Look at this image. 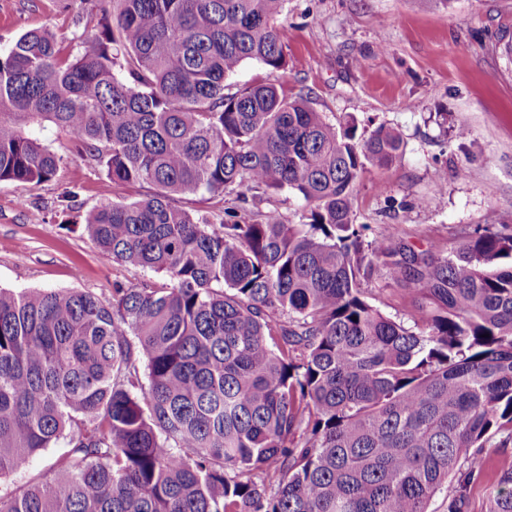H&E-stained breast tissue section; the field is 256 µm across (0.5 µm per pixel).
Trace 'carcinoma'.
Returning <instances> with one entry per match:
<instances>
[{
	"label": "carcinoma",
	"instance_id": "carcinoma-1",
	"mask_svg": "<svg viewBox=\"0 0 512 512\" xmlns=\"http://www.w3.org/2000/svg\"><path fill=\"white\" fill-rule=\"evenodd\" d=\"M72 58L48 29L0 57V182L55 177L31 128L68 132L114 183L154 192L87 210L112 261L160 274L108 296L0 289V479L63 443L0 512H461L488 448L512 444V229L496 213L449 254L354 223L366 165L403 141L339 130L246 61L286 69L284 0H108ZM289 190L241 220L176 198ZM401 287L408 328L367 297ZM486 512H512V467ZM272 206L278 207L289 224H302V217L307 209L306 203L292 193H269L255 199L253 203L250 202L249 212L245 217L247 220H255L259 218L258 214Z\"/></svg>",
	"mask_w": 512,
	"mask_h": 512
}]
</instances>
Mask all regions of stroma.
<instances>
[{
  "label": "stroma",
  "mask_w": 512,
  "mask_h": 512,
  "mask_svg": "<svg viewBox=\"0 0 512 512\" xmlns=\"http://www.w3.org/2000/svg\"><path fill=\"white\" fill-rule=\"evenodd\" d=\"M105 0H0V54L33 28L52 30L79 55L98 30ZM281 39L288 61L273 72L245 62L228 91L271 82L311 94L336 126L398 131L405 152L387 170L367 167L355 188L359 224H392L416 247L453 249L488 212L512 227V0H286ZM465 126L470 135L458 139ZM61 156L43 183H0V289H78L109 295L113 280L136 283L75 224L107 202L144 197L151 186L110 181L61 131ZM445 188L435 192L436 168ZM427 207H417V199ZM369 302L412 326L397 286L375 277Z\"/></svg>",
  "instance_id": "1"
}]
</instances>
